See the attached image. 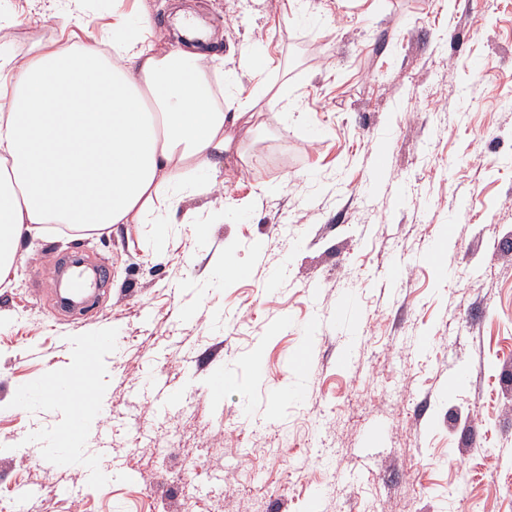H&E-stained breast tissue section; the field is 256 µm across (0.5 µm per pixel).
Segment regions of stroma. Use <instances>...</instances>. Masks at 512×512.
<instances>
[{
    "mask_svg": "<svg viewBox=\"0 0 512 512\" xmlns=\"http://www.w3.org/2000/svg\"><path fill=\"white\" fill-rule=\"evenodd\" d=\"M181 10L214 89L267 83L261 125L174 223L24 241L0 285V512H512V0H0L20 62L78 15L99 37L149 16L162 45ZM75 252L111 273L82 315L52 301ZM88 335L122 342L88 365ZM52 377L107 406L97 473L31 444L65 401L14 408Z\"/></svg>",
    "mask_w": 512,
    "mask_h": 512,
    "instance_id": "obj_1",
    "label": "stroma"
}]
</instances>
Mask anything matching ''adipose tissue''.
I'll return each mask as SVG.
<instances>
[{"label":"adipose tissue","mask_w":512,"mask_h":512,"mask_svg":"<svg viewBox=\"0 0 512 512\" xmlns=\"http://www.w3.org/2000/svg\"><path fill=\"white\" fill-rule=\"evenodd\" d=\"M150 29L143 18L105 46L47 41L21 64L0 53V282L45 225L157 224L200 193L193 173L220 183L227 127L252 121L268 88L216 102L207 54L157 49Z\"/></svg>","instance_id":"ef3b65f1"}]
</instances>
